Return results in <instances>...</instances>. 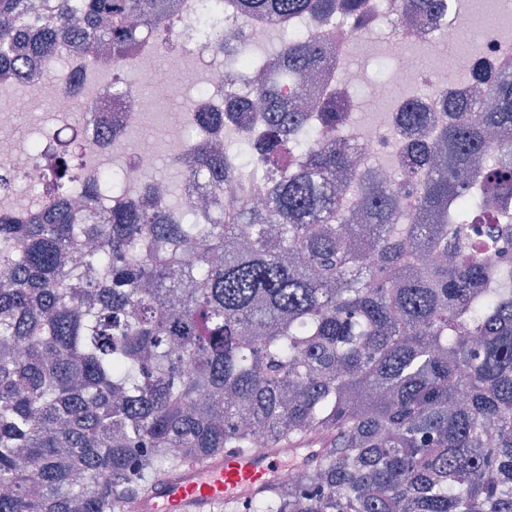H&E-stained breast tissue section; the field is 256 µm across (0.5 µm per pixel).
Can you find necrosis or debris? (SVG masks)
I'll list each match as a JSON object with an SVG mask.
<instances>
[{
    "instance_id": "obj_1",
    "label": "necrosis or debris",
    "mask_w": 512,
    "mask_h": 512,
    "mask_svg": "<svg viewBox=\"0 0 512 512\" xmlns=\"http://www.w3.org/2000/svg\"><path fill=\"white\" fill-rule=\"evenodd\" d=\"M184 3L183 10L171 16L165 26L137 42L123 62L113 65L109 80L94 83L95 68L73 63L64 74V85L55 94L53 119L36 129L29 151H20L13 134L0 133V210L13 206L23 182L33 183L30 199L39 202L52 181L48 161L74 143L78 144L80 154L71 168V178L78 192L97 183L100 159L116 148L124 157L120 171L123 181L144 191L164 189V181L157 173L160 162L171 166L188 163V149L203 138L196 113L223 108L231 90L256 79V70L235 66L234 61L257 55L266 32L250 17L221 6L220 0H184ZM172 43L191 51L187 64L177 72L157 62L159 54ZM220 52L227 57V64H215ZM138 68L156 88V95L127 89L128 72ZM398 68L420 82L433 85V92L423 101L429 112H443V95L465 94L470 90L468 84L451 85L442 79L443 57L438 51L433 52L426 67L421 66L416 53L407 52L400 56ZM308 88L314 99L329 88L347 93L358 89L368 99L377 101L396 97L393 82L371 80L362 68L345 62L331 70L310 73ZM88 95L105 112L108 125L73 123L77 104ZM162 98L186 102L187 109L177 131L167 141L165 155L161 156L149 148V134L141 128L140 120L144 113L155 111ZM340 135L362 147L370 166L393 173L392 164L379 161L380 155L394 143L393 126L349 125Z\"/></svg>"
}]
</instances>
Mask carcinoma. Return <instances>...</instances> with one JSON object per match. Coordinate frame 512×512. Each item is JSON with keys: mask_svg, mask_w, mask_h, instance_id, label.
Wrapping results in <instances>:
<instances>
[{"mask_svg": "<svg viewBox=\"0 0 512 512\" xmlns=\"http://www.w3.org/2000/svg\"><path fill=\"white\" fill-rule=\"evenodd\" d=\"M439 29L445 0H408ZM285 32L296 17L362 22L366 0H232ZM180 0H0V60L26 62L59 38L88 64L120 60ZM236 116L261 125L251 154L279 173L264 212L227 201L230 159L192 146L184 181L215 178L204 224L187 194L96 213L110 173L81 206L69 185L39 222L0 212V512H127L185 462L267 447L321 452L247 512H512V68L471 67L475 99L448 120L408 98L396 177L360 182L342 209L356 145L336 136L352 100L334 88L309 107L279 89L321 65L325 47L281 39ZM412 189L399 223L394 205Z\"/></svg>", "mask_w": 512, "mask_h": 512, "instance_id": "1", "label": "carcinoma"}]
</instances>
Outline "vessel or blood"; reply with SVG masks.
<instances>
[{"instance_id": "1", "label": "vessel or blood", "mask_w": 512, "mask_h": 512, "mask_svg": "<svg viewBox=\"0 0 512 512\" xmlns=\"http://www.w3.org/2000/svg\"><path fill=\"white\" fill-rule=\"evenodd\" d=\"M312 448H269L261 453L217 454L182 465L156 482L138 512H222L225 503L245 506L274 486L284 460L306 463Z\"/></svg>"}]
</instances>
